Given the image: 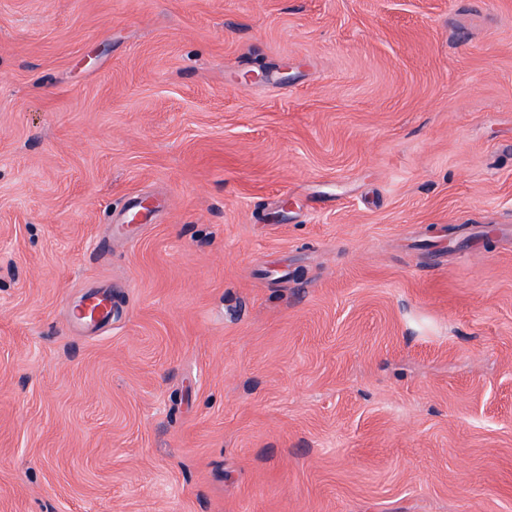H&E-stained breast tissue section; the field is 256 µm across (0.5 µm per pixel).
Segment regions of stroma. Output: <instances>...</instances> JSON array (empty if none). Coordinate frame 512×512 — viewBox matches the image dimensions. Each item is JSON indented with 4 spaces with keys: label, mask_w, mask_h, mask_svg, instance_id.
<instances>
[{
    "label": "stroma",
    "mask_w": 512,
    "mask_h": 512,
    "mask_svg": "<svg viewBox=\"0 0 512 512\" xmlns=\"http://www.w3.org/2000/svg\"><path fill=\"white\" fill-rule=\"evenodd\" d=\"M0 512H512V0H0ZM110 291L105 287H96L86 300L78 306L73 313L76 322L80 325H89L108 320L112 316L110 307Z\"/></svg>",
    "instance_id": "stroma-1"
}]
</instances>
